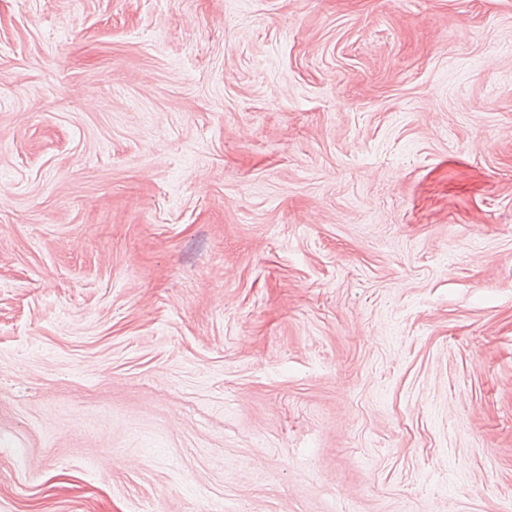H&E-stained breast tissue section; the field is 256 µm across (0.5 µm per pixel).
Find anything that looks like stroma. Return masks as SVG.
<instances>
[{
  "label": "stroma",
  "instance_id": "35a3bbf8",
  "mask_svg": "<svg viewBox=\"0 0 512 512\" xmlns=\"http://www.w3.org/2000/svg\"><path fill=\"white\" fill-rule=\"evenodd\" d=\"M512 512V0H0V512Z\"/></svg>",
  "mask_w": 512,
  "mask_h": 512
}]
</instances>
